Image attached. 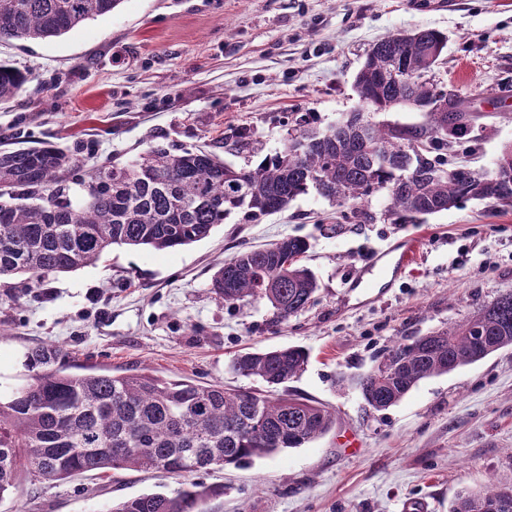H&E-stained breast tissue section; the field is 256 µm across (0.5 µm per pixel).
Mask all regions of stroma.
Here are the masks:
<instances>
[{
    "mask_svg": "<svg viewBox=\"0 0 512 512\" xmlns=\"http://www.w3.org/2000/svg\"><path fill=\"white\" fill-rule=\"evenodd\" d=\"M425 28L448 38L431 81L463 100L473 124L440 156L492 169L512 144V0H123L58 38L0 40V60L28 76L0 103V150L50 143L79 150L90 169L164 143L255 165L300 119L325 130L362 110L354 78L372 46ZM387 204L374 194L354 220L311 190L174 251L116 247L33 288L1 279L0 385L21 383L30 349L57 345L90 366L263 393L265 383L230 370L232 357L299 346L308 363L286 391L331 409L334 426L300 448L189 474L223 486L208 512H448L459 492L510 487L512 347L424 379L383 411L339 381L512 290V206L463 200L393 224ZM287 236L309 243L318 289L305 312L277 323L263 303L211 293L224 259ZM406 237L419 242L411 266L364 270ZM176 486L158 471L58 484L23 473L0 512H101Z\"/></svg>",
    "mask_w": 512,
    "mask_h": 512,
    "instance_id": "obj_1",
    "label": "stroma"
}]
</instances>
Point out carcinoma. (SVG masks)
<instances>
[{"instance_id":"obj_1","label":"carcinoma","mask_w":512,"mask_h":512,"mask_svg":"<svg viewBox=\"0 0 512 512\" xmlns=\"http://www.w3.org/2000/svg\"><path fill=\"white\" fill-rule=\"evenodd\" d=\"M123 0H0V39L59 37L104 16ZM446 37L433 29L379 40L355 78L362 105L375 112L407 106L426 114L419 126L362 124L353 112L326 130L304 129L312 146L292 142L253 167L227 164L202 149L150 146L132 167L84 169L79 151L52 144L0 151V279L16 275L39 285L54 273L92 265L114 246L172 251L208 238L238 213L257 221L285 210L313 188L353 219L365 217L369 196L388 194L386 217L406 224L446 211L464 199L512 205V145L489 171L445 167L422 154L448 147L467 130L457 122L460 100L435 97L428 73ZM401 63L406 80L389 79ZM27 75L0 62V101L14 97ZM306 240L286 237L243 250L213 274L210 290L226 303L265 302L275 321L301 314L317 290L302 264ZM512 347V291L481 304L459 323L386 349L354 379L375 411L401 401L419 381L446 374ZM308 362L296 346L237 354L233 372L286 386ZM25 381L0 394V501L18 473L54 482L85 473L158 470L180 479L170 492L108 503L104 512H204L224 488L183 480L205 464H241L327 433L335 414L292 395L270 399L222 384L164 379L148 372L114 374L77 364L54 345L28 352ZM505 488L491 484L456 497L449 512H512Z\"/></svg>"}]
</instances>
